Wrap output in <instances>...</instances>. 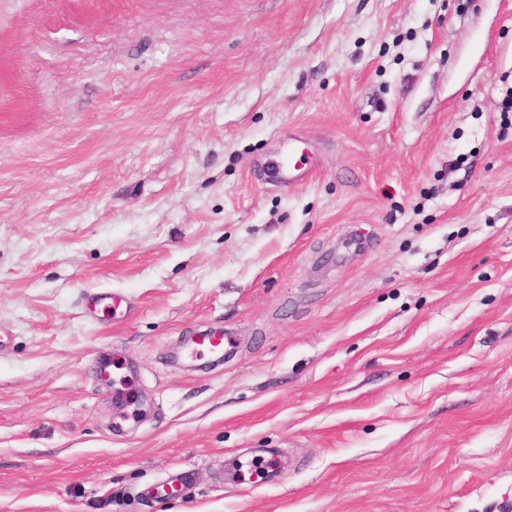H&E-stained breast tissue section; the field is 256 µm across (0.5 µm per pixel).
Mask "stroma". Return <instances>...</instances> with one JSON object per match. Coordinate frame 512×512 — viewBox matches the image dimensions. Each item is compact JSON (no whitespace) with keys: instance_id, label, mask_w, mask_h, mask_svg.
<instances>
[{"instance_id":"obj_1","label":"stroma","mask_w":512,"mask_h":512,"mask_svg":"<svg viewBox=\"0 0 512 512\" xmlns=\"http://www.w3.org/2000/svg\"><path fill=\"white\" fill-rule=\"evenodd\" d=\"M511 94L512 0H0V512H512ZM123 303H126V300L118 294H114L112 292H100L89 295L86 300V308L92 313L101 308L103 312L106 311L112 316V313H116ZM127 308L128 305L126 303V311ZM232 338L228 333H224L223 330H209L198 336L196 345L202 347L210 354L218 355L224 352V346L231 344Z\"/></svg>"}]
</instances>
